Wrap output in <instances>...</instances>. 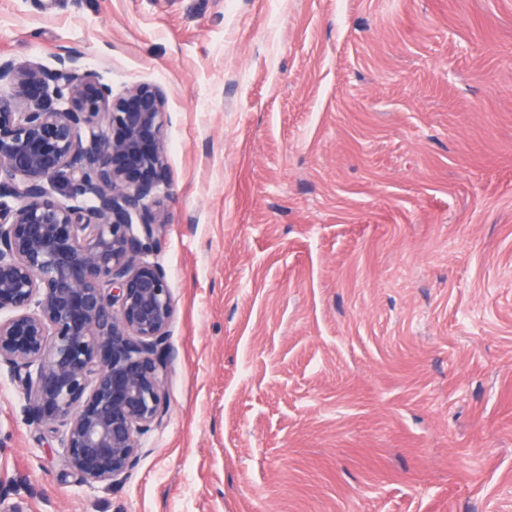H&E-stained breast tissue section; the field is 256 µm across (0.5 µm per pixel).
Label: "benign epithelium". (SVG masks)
<instances>
[{
    "label": "benign epithelium",
    "instance_id": "1",
    "mask_svg": "<svg viewBox=\"0 0 512 512\" xmlns=\"http://www.w3.org/2000/svg\"><path fill=\"white\" fill-rule=\"evenodd\" d=\"M0 363L36 421L64 428L80 482L109 488L167 414L165 94L115 95L74 51L0 61ZM60 192L61 198L53 196Z\"/></svg>",
    "mask_w": 512,
    "mask_h": 512
}]
</instances>
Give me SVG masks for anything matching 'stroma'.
<instances>
[{
  "label": "stroma",
  "mask_w": 512,
  "mask_h": 512,
  "mask_svg": "<svg viewBox=\"0 0 512 512\" xmlns=\"http://www.w3.org/2000/svg\"><path fill=\"white\" fill-rule=\"evenodd\" d=\"M166 94L162 427L81 486L0 365L23 512H512V0H0V60Z\"/></svg>",
  "instance_id": "1"
}]
</instances>
